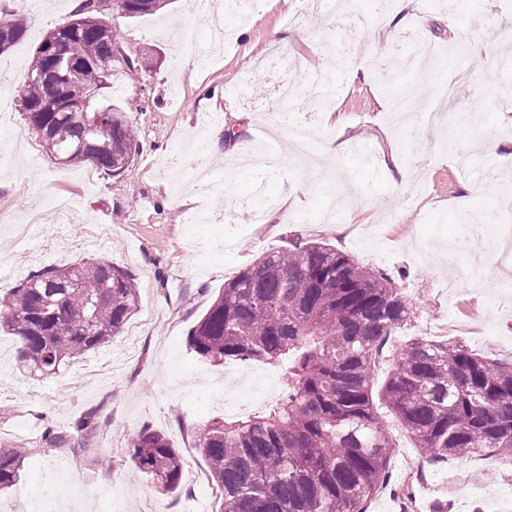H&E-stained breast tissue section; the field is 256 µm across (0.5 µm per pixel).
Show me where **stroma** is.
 Here are the masks:
<instances>
[{
    "label": "stroma",
    "mask_w": 512,
    "mask_h": 512,
    "mask_svg": "<svg viewBox=\"0 0 512 512\" xmlns=\"http://www.w3.org/2000/svg\"><path fill=\"white\" fill-rule=\"evenodd\" d=\"M251 3L247 20H229L230 38L216 54L208 46L209 16L189 13L186 0L114 20L127 53L154 57L151 72L136 79L117 73L106 91L139 142L129 168L116 176L89 162L55 164L26 120L34 52L49 31L73 19L71 0H41L40 22H27L25 37L0 54V73L10 77L0 86V254L11 263L0 291L49 265L102 259L135 278L141 302L123 335L49 378L20 371L16 336L0 332V451L23 444L32 450L18 483L0 491V512H32V492L88 480L111 489L114 499L76 496V512H213L217 493L194 433L210 419L232 420L209 391L217 382L234 391L237 377L198 363L187 336L225 282L296 236L328 243L395 279L410 315L389 351L446 338L491 359H512V294L499 288L505 261L484 260V285L448 283L451 216L492 214L512 225V210L500 207L501 196L512 194V71L497 65L512 49V0H480L473 14L453 0H400L380 25L371 0H345L340 15L317 0ZM414 33L443 55L406 65ZM327 40L351 47L339 70L327 63ZM281 54L296 62L289 111L276 102L264 71ZM381 54L395 60V79L377 70ZM246 73L265 113L231 94ZM395 93L407 94L411 114H437L415 138L390 111ZM209 112L221 113V122L203 126ZM292 121L313 129L307 148L290 138ZM199 138L212 176L204 196L195 190L189 156ZM336 139L365 145L366 159L351 149L327 158ZM452 139L477 155L486 142L497 143L496 173L484 186L458 167ZM50 196L72 203L68 243L34 252L16 243L12 229ZM277 208L285 222L269 223ZM376 412L393 450L386 484L367 512H401L408 494L419 512L439 500L448 512H512V476L491 457L449 458L447 466H428L425 483L407 486L403 458L421 451L393 411L380 403ZM88 414L95 425L82 442L47 444V431L71 433ZM145 426L165 432L186 458L177 494L159 493L131 465L130 441ZM463 472L482 498L459 496Z\"/></svg>",
    "instance_id": "35a3bbf8"
}]
</instances>
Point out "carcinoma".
I'll return each mask as SVG.
<instances>
[{
	"mask_svg": "<svg viewBox=\"0 0 512 512\" xmlns=\"http://www.w3.org/2000/svg\"><path fill=\"white\" fill-rule=\"evenodd\" d=\"M59 27L89 69V80H37L55 67L36 49L24 109L46 150L63 165L92 162L114 175L133 161L138 141L122 108L109 101L118 71L152 67L107 38L108 17L153 14L169 0H112ZM17 15L0 18V51L25 36ZM87 112H61L62 95ZM112 120L102 134L89 127ZM133 276L106 261L50 266L0 299V328L20 340L17 360L32 374L51 375L66 361L119 335L137 308ZM409 301L394 279L356 264L331 245L294 237L262 255L224 284L187 344L202 362L288 365L285 390L266 413L227 422L214 418L195 431L196 448L219 490L216 512H366L387 479L392 441L375 412L371 378L390 336L407 319ZM382 398L413 434L423 458L487 451L512 462V362L491 361L446 340L402 347ZM25 448L0 453V490L19 477ZM136 472L167 492L182 483L185 458L150 427L131 440Z\"/></svg>",
	"mask_w": 512,
	"mask_h": 512,
	"instance_id": "obj_1",
	"label": "carcinoma"
}]
</instances>
